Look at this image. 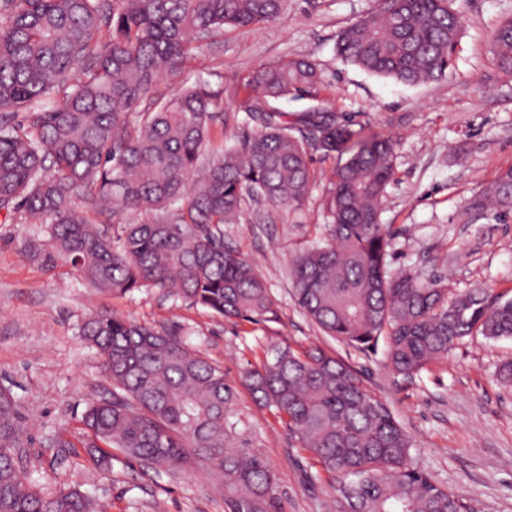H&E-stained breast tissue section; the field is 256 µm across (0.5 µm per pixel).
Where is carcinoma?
Segmentation results:
<instances>
[{
  "mask_svg": "<svg viewBox=\"0 0 512 512\" xmlns=\"http://www.w3.org/2000/svg\"><path fill=\"white\" fill-rule=\"evenodd\" d=\"M455 0H376L343 28L348 65L414 85L446 76L462 35ZM284 0H0V210L46 226L57 258L101 292L158 288L231 319L277 318L256 266L224 245L246 199L296 207L311 189L310 152L340 158L326 190V236L292 265L297 302L327 335L364 353L386 349L403 377L419 375L467 337H512V298L485 288L448 296L437 278L392 273L380 223L395 142L356 130L327 110L295 116L283 99L316 98L321 74L293 58L255 72L244 104L256 130L238 145L210 139L223 91L205 82L153 99L196 43L224 26L269 22ZM512 73V19L492 36ZM115 207L154 214L142 224L97 225L78 211ZM512 212V166L474 196L471 210ZM110 389L81 418V448L101 472L112 449L157 473L204 465L226 512H269L274 472L239 440L236 389L174 329L108 311L87 315ZM244 384L330 473L339 512H472L412 463L413 442L387 404L343 361L319 347L274 346ZM23 417L0 387V512H94L78 487L25 481Z\"/></svg>",
  "mask_w": 512,
  "mask_h": 512,
  "instance_id": "carcinoma-1",
  "label": "carcinoma"
}]
</instances>
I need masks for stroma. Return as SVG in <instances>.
<instances>
[{"label":"stroma","instance_id":"stroma-1","mask_svg":"<svg viewBox=\"0 0 512 512\" xmlns=\"http://www.w3.org/2000/svg\"><path fill=\"white\" fill-rule=\"evenodd\" d=\"M374 0H286L260 26L225 27L201 43L179 73L159 78L168 99L196 78L223 89L210 124L213 140L232 145L252 132L242 110L259 68L296 57L314 62L323 83L318 103L356 128L392 137L395 174L380 220L393 234L392 270L443 280L449 293L477 286L512 298V215L473 212L470 198L512 165V74L498 69L491 38L512 18V0H456L462 37L446 77L408 86L341 62L337 35L371 11ZM334 158L314 154L312 188L301 208L246 201L224 242L252 261L278 302L272 322L228 321L156 288L123 296L90 288L70 264L29 251L46 227L0 213V385L11 388L26 417L29 481L79 485L100 512H224V496L205 467L157 474L121 452L112 470L95 472L84 455L60 460L52 436L79 434L87 402L107 385L95 350L79 335L86 314L109 311L156 327L189 332V341L236 385L239 437L260 451L276 476L274 512H335V480L242 385L273 345L317 344L356 371L410 434L413 459L475 512H512V385L497 371L512 361V339L477 335L447 359L404 378L383 352L363 353L324 336L298 306L291 269L297 253L324 236L322 203Z\"/></svg>","mask_w":512,"mask_h":512}]
</instances>
